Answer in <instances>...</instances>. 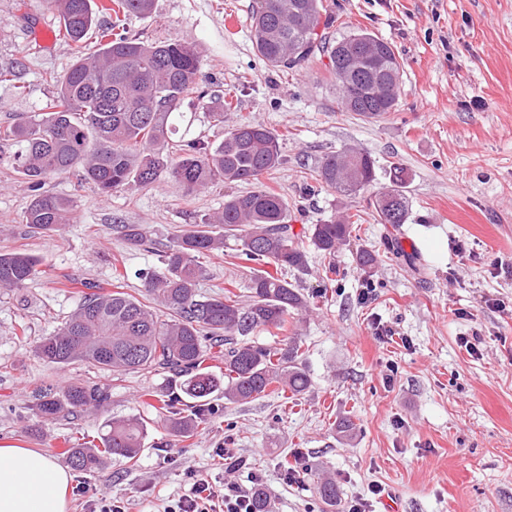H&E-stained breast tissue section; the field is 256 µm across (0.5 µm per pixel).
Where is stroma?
<instances>
[{
    "instance_id": "35a3bbf8",
    "label": "stroma",
    "mask_w": 512,
    "mask_h": 512,
    "mask_svg": "<svg viewBox=\"0 0 512 512\" xmlns=\"http://www.w3.org/2000/svg\"><path fill=\"white\" fill-rule=\"evenodd\" d=\"M336 39L362 28L388 41L403 65L398 104L367 122L341 106L339 89L316 59L290 72L257 54L251 15L257 0H155L150 16H130L145 42H188L202 61L199 86L229 95L234 109L216 120L195 99L180 106L179 138L213 144L239 121L279 137L283 163L263 183L288 203L295 229L337 213L356 215L353 240L327 258L309 251V271L289 272L307 300L299 334L312 386L298 404L269 396L244 405L215 399V417L185 441L160 419L163 375L111 372L74 364L60 369L34 353L35 342L77 307L74 286L92 282L140 296L141 274L158 267L177 230L222 211L224 184L187 195L171 179L128 184L104 194L70 171L49 193L74 202L70 224L48 235L29 227L30 201L14 171V147L0 146V251L38 256L44 274L0 289V446L48 452L68 467L67 449L96 435L105 419L139 415L148 423L137 463L110 456L94 473L73 471L68 512H92L96 497L124 500L127 512H164L186 494L191 475L250 486L261 474L272 512H320L312 488L335 478L342 501L370 500L372 485L395 493L398 512H512V0H326ZM55 33L51 0H0V127L34 114L56 93L45 73L73 62L65 40L39 46L36 25ZM358 147L379 168L401 164L409 176L406 224L377 223L364 197L349 199L312 179L323 157ZM125 224L144 225L152 245L131 247ZM412 239L411 258L390 254ZM222 252L204 258L198 292L242 293L247 263ZM380 254L363 269L358 250ZM393 330L392 340L377 329ZM76 379L106 387L98 412L36 424L31 408L45 385ZM357 429L341 440L337 423ZM235 449L239 465L218 451ZM297 462L300 478L284 480Z\"/></svg>"
}]
</instances>
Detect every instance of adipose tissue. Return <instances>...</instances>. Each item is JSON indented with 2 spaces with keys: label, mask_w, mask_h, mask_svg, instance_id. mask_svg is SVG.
<instances>
[{
  "label": "adipose tissue",
  "mask_w": 512,
  "mask_h": 512,
  "mask_svg": "<svg viewBox=\"0 0 512 512\" xmlns=\"http://www.w3.org/2000/svg\"><path fill=\"white\" fill-rule=\"evenodd\" d=\"M71 480L39 452L0 446V512H67Z\"/></svg>",
  "instance_id": "adipose-tissue-1"
}]
</instances>
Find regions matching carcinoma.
Returning a JSON list of instances; mask_svg holds the SVG:
<instances>
[{"instance_id": "1", "label": "carcinoma", "mask_w": 512, "mask_h": 512, "mask_svg": "<svg viewBox=\"0 0 512 512\" xmlns=\"http://www.w3.org/2000/svg\"><path fill=\"white\" fill-rule=\"evenodd\" d=\"M154 2L109 0L99 6L94 0H53L60 31L76 58L64 74H45L56 94L41 113L0 128V144L16 147L15 172L32 192L25 223L49 234L69 223L74 205L42 188L48 178L75 168L103 193L131 182L149 187L164 177L190 193L216 182L252 185L224 199V210L204 223L177 231L161 267L144 275L148 302L83 283L81 302L69 318L34 346L40 360L57 367L83 363L114 377L169 374L160 409H178L176 417L167 419L168 429L189 439L214 415V397L241 405L270 392L295 398L309 391L306 352L297 330L288 328L305 298L283 271H307V251L298 243L302 237L325 256L350 245L352 215L294 232L285 200L262 185L261 178L280 165L281 152L278 136L261 123L233 125L214 147L172 138L177 106L204 98L198 84L201 61L187 43H144L127 35L120 16H149ZM101 10L113 12L115 20L102 29L98 48L87 55L85 40ZM331 19L323 0H259L252 13L253 43L269 66L283 71L325 55L347 112L374 119L393 111L402 67L390 43L366 30L331 40L318 32ZM348 67L356 69L369 91L355 105L353 88L343 78ZM317 177L342 196H356L376 181L375 160L364 150L346 148L326 155ZM389 179L369 203L379 223L398 226L409 215L408 176L395 165ZM123 233L134 247L148 245L141 224L123 225ZM229 239L236 241L237 258L257 265L246 293L227 291L202 299L198 284L205 269L199 259L223 249ZM40 263L27 252H0V288H22L40 278ZM269 265L275 272L266 270ZM258 328L285 333L281 346L252 340ZM219 360L222 373L210 365ZM107 399L104 387L69 381L39 396L32 411L40 420L55 421L66 413L99 410ZM146 435L147 423L140 416L107 419L95 436L100 445L87 441L69 449L68 459L75 469L94 472L108 455L135 459ZM316 489L327 506L340 502L336 480L322 478Z\"/></svg>"}]
</instances>
